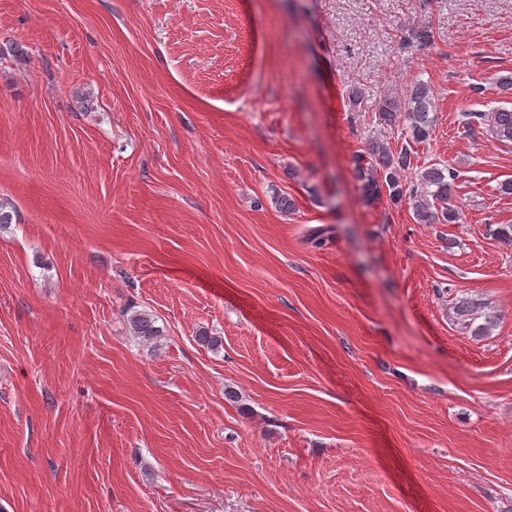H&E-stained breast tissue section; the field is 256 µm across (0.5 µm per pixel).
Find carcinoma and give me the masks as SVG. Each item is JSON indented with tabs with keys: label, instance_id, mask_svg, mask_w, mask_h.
I'll return each instance as SVG.
<instances>
[{
	"label": "carcinoma",
	"instance_id": "obj_1",
	"mask_svg": "<svg viewBox=\"0 0 512 512\" xmlns=\"http://www.w3.org/2000/svg\"><path fill=\"white\" fill-rule=\"evenodd\" d=\"M377 120L382 125H402L405 144L392 151L381 140L371 141L366 152L355 159L356 173L362 189L370 198L388 194L393 202L411 201L416 220L422 224H447L458 220V211L450 200L456 172L442 163H432L414 173V181L405 182V174L413 169L411 145L426 142L431 135L434 118L433 90L417 81L401 100L385 99L378 103ZM467 124L488 123L492 136L500 142H512V109L492 112H469ZM129 324L133 334L145 341L160 335L155 317L146 312L132 315Z\"/></svg>",
	"mask_w": 512,
	"mask_h": 512
}]
</instances>
